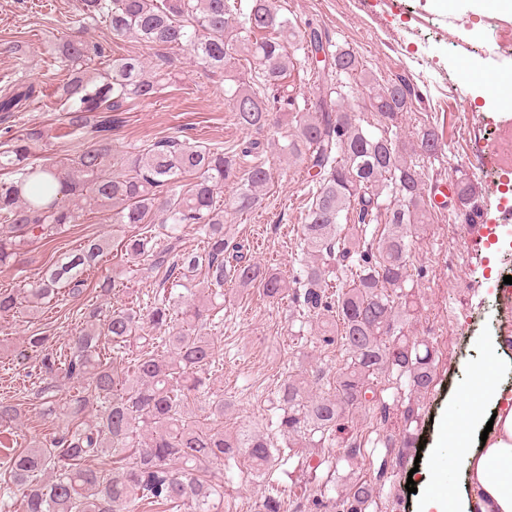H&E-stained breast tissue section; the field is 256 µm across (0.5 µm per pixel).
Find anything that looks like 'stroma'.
<instances>
[{
    "mask_svg": "<svg viewBox=\"0 0 512 512\" xmlns=\"http://www.w3.org/2000/svg\"><path fill=\"white\" fill-rule=\"evenodd\" d=\"M83 0H0V90L40 87L38 103L22 111L0 114V143L7 133L31 122L51 125L45 156L62 162L90 145L93 135L83 129L61 135L60 89L68 78L56 47L70 36L100 46L103 56L90 66L103 71L113 56L140 57L149 71L163 80L155 97L137 102L128 111L112 115L113 146L130 147L177 137L197 145L224 143L232 148L251 139L238 127L223 103L225 75L252 80L258 63L239 59L228 72L204 69L178 48L144 46L137 38L116 40L106 24L79 26ZM279 15L287 17L297 33L315 27L333 48L353 51L363 72L351 78L347 111L373 133L388 132L397 148L414 156L422 172L426 197L439 201L429 227L415 238L410 251V272L417 303L404 332L428 340L435 358L433 382L427 392L409 393L399 383L378 378L377 391L389 412L387 422L358 413L340 434L343 443L357 441L361 454L354 462H340L337 481L346 477L381 476V488L366 512H415L416 494L407 492V481L421 482L414 464H428L435 450L433 439L464 377L480 363L487 340L501 330L506 313L493 291L503 272L512 271V247L505 246V227L499 209L506 205L503 192L493 190L494 171H480L471 160L485 139L491 137L504 112L488 92L482 73L489 68L512 72V58L489 63L475 54V46L493 38L483 20L498 16L494 0H456L441 8L434 0H275ZM405 79L412 91V105L395 126L382 129L370 107V86ZM436 128L442 149L435 156L417 155L419 139L427 128ZM272 179L256 208L239 214L226 211L224 227L231 240L247 242L251 258L262 266L289 274L294 264L312 188L301 162L281 156L270 159ZM473 184L489 208L483 224L466 223L455 206H443L449 186L460 180ZM138 226L115 227L110 213L91 210L83 223L61 234L26 246L16 262L0 268V288H21L37 279L59 256L85 240H113L138 233ZM111 276L117 288L101 296L98 279ZM158 279L141 266L123 261L108 250L91 272L84 293L43 306L36 315L18 308L0 312V401L18 405L22 419L13 433L19 446L52 436L60 421L42 414L31 389L23 385L37 372L40 353L26 340L42 336L48 348L68 351L79 331L77 313L87 305L108 312L146 299ZM224 336L219 348L222 366L212 373L211 390L223 396L224 429L268 433L275 413V394L289 375L313 378L314 392L330 395L333 378L343 365L339 345L320 340L321 323L314 316H298L287 304H273L256 288L226 290ZM326 375L316 379L317 368ZM416 406L419 415L407 422L405 410ZM413 447H403L405 437ZM393 439L395 450L384 448Z\"/></svg>",
    "mask_w": 512,
    "mask_h": 512,
    "instance_id": "1",
    "label": "stroma"
}]
</instances>
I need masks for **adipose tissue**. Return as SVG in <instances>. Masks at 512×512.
Listing matches in <instances>:
<instances>
[{
  "instance_id": "1",
  "label": "adipose tissue",
  "mask_w": 512,
  "mask_h": 512,
  "mask_svg": "<svg viewBox=\"0 0 512 512\" xmlns=\"http://www.w3.org/2000/svg\"><path fill=\"white\" fill-rule=\"evenodd\" d=\"M499 338H490L479 370L484 384L465 382L448 400L435 449L458 457L462 484L430 488L416 512H512V397L497 382L502 366Z\"/></svg>"
}]
</instances>
